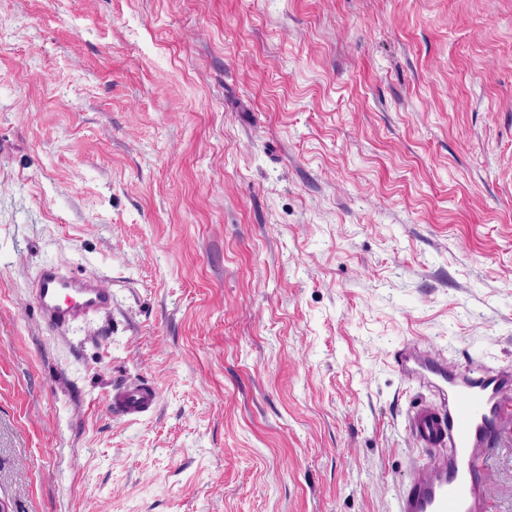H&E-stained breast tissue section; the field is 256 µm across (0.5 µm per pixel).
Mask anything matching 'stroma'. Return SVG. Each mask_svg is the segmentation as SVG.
<instances>
[{
  "instance_id": "35a3bbf8",
  "label": "stroma",
  "mask_w": 512,
  "mask_h": 512,
  "mask_svg": "<svg viewBox=\"0 0 512 512\" xmlns=\"http://www.w3.org/2000/svg\"><path fill=\"white\" fill-rule=\"evenodd\" d=\"M48 262L111 311L43 326ZM415 336L512 365V0H0L11 512H395ZM157 405L156 389L144 381H123L112 388L108 398L112 414L128 421H138L152 415Z\"/></svg>"
}]
</instances>
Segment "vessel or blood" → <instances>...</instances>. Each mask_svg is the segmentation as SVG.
Segmentation results:
<instances>
[{
	"instance_id": "vessel-or-blood-1",
	"label": "vessel or blood",
	"mask_w": 512,
	"mask_h": 512,
	"mask_svg": "<svg viewBox=\"0 0 512 512\" xmlns=\"http://www.w3.org/2000/svg\"><path fill=\"white\" fill-rule=\"evenodd\" d=\"M30 292L51 330L112 308V292L99 277L54 264L40 270ZM393 363L402 380L432 397L412 407L408 431L433 458L413 468L396 512H491L484 463L495 436L512 424V366L472 362L452 367L416 338L396 351ZM157 405L156 389L144 381L122 382L108 398L112 413L129 421L152 415Z\"/></svg>"
}]
</instances>
